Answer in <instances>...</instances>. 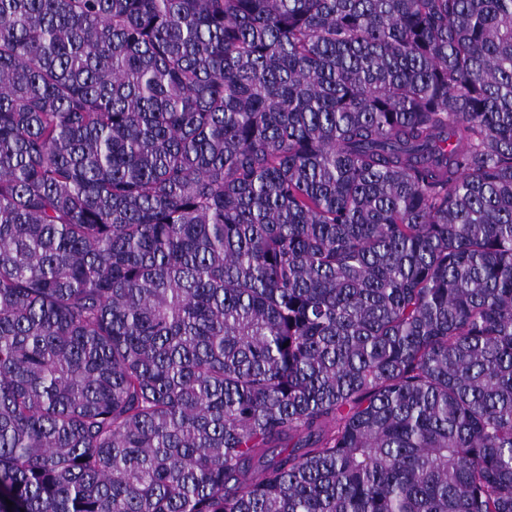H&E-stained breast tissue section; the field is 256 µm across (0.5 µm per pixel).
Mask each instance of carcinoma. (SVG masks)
I'll list each match as a JSON object with an SVG mask.
<instances>
[{
	"label": "carcinoma",
	"instance_id": "cac0c4a2",
	"mask_svg": "<svg viewBox=\"0 0 512 512\" xmlns=\"http://www.w3.org/2000/svg\"><path fill=\"white\" fill-rule=\"evenodd\" d=\"M0 512H512V0H0Z\"/></svg>",
	"mask_w": 512,
	"mask_h": 512
}]
</instances>
